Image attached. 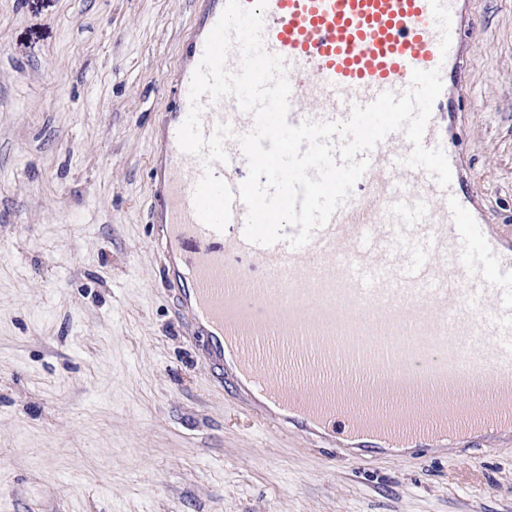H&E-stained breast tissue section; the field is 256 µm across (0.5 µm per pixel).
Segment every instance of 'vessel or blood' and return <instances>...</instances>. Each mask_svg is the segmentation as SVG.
Here are the masks:
<instances>
[{"label": "vessel or blood", "instance_id": "b4317fda", "mask_svg": "<svg viewBox=\"0 0 512 512\" xmlns=\"http://www.w3.org/2000/svg\"><path fill=\"white\" fill-rule=\"evenodd\" d=\"M467 0H267L264 45L282 57L291 87L288 121L348 119L413 70L439 69L426 147H446L441 118L463 91ZM226 0H192L193 31L181 49L150 162L149 234L174 285L209 380L247 398L270 424L341 436L345 447L398 450L494 446L512 437V240L484 224L474 183L453 172L441 187L402 165L412 146L390 134L369 154L363 192L300 248L246 240L247 208L231 206L237 231L220 236L197 216L206 170L177 131L190 85ZM201 126L230 125L227 162L215 176L238 188L248 168L237 141L254 126L234 97L202 98ZM220 239L223 250L207 241ZM203 247L187 254L188 241ZM254 255L266 282L229 265Z\"/></svg>", "mask_w": 512, "mask_h": 512}]
</instances>
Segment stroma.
Segmentation results:
<instances>
[{"mask_svg":"<svg viewBox=\"0 0 512 512\" xmlns=\"http://www.w3.org/2000/svg\"><path fill=\"white\" fill-rule=\"evenodd\" d=\"M447 138L512 234V0H470ZM189 0H0V512H512V444L358 457L207 369L149 237Z\"/></svg>","mask_w":512,"mask_h":512,"instance_id":"1","label":"stroma"}]
</instances>
